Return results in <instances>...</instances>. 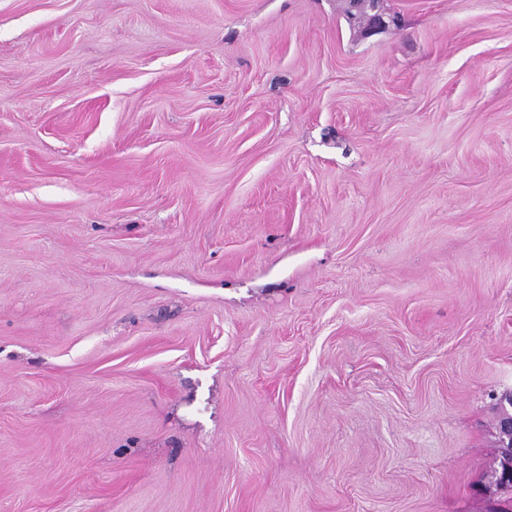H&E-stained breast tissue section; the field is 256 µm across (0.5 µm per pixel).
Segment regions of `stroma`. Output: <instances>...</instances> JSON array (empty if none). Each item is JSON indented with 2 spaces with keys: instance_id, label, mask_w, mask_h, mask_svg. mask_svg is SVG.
<instances>
[{
  "instance_id": "stroma-1",
  "label": "stroma",
  "mask_w": 512,
  "mask_h": 512,
  "mask_svg": "<svg viewBox=\"0 0 512 512\" xmlns=\"http://www.w3.org/2000/svg\"><path fill=\"white\" fill-rule=\"evenodd\" d=\"M0 0V512H487L512 0Z\"/></svg>"
}]
</instances>
